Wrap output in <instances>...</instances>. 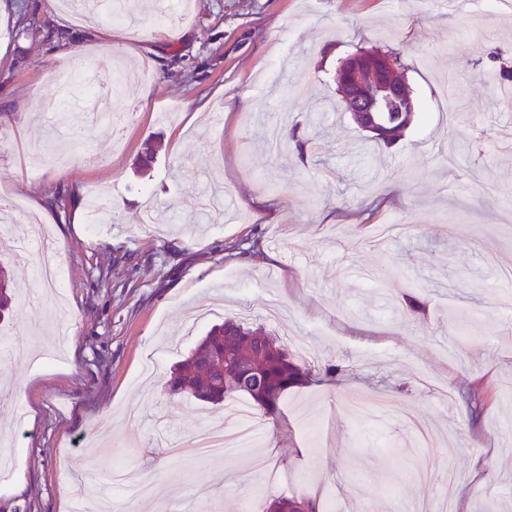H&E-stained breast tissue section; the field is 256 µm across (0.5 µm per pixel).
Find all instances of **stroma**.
<instances>
[{
	"mask_svg": "<svg viewBox=\"0 0 512 512\" xmlns=\"http://www.w3.org/2000/svg\"><path fill=\"white\" fill-rule=\"evenodd\" d=\"M139 24L87 19L62 0H0V199L23 202L45 224L63 269L43 307L35 266L15 257L16 302L0 337L32 346L28 363L0 356V512H72L83 469L151 465V498L133 512L178 504L202 512H266L276 497L323 496L327 512H424L464 473L453 512H512V87L490 82L489 57L512 62V6L503 0H191L162 16L159 0H131ZM399 49L423 110L369 159L343 111L337 58L355 47ZM149 61L102 125L82 139L61 116L82 111L111 73ZM300 125L317 148L270 150L272 122ZM160 147L148 168L147 143ZM219 185L221 206L193 229L182 203ZM65 207L54 199L59 189ZM112 204L92 226V190ZM264 256L240 257L254 231ZM417 291L425 314L405 303ZM69 317L58 344L45 306ZM247 307L268 330L307 340L305 381L274 416H261L256 453L179 460L158 444L211 426L220 406L171 394L174 365L224 317ZM342 365L326 380L325 364ZM493 397L471 413L470 382Z\"/></svg>",
	"mask_w": 512,
	"mask_h": 512,
	"instance_id": "35a3bbf8",
	"label": "stroma"
}]
</instances>
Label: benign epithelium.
<instances>
[{"instance_id": "1", "label": "benign epithelium", "mask_w": 512, "mask_h": 512, "mask_svg": "<svg viewBox=\"0 0 512 512\" xmlns=\"http://www.w3.org/2000/svg\"><path fill=\"white\" fill-rule=\"evenodd\" d=\"M342 108L363 131L382 132L376 116L398 106L410 112L404 90L407 82L389 54L381 50L351 54L335 69Z\"/></svg>"}]
</instances>
